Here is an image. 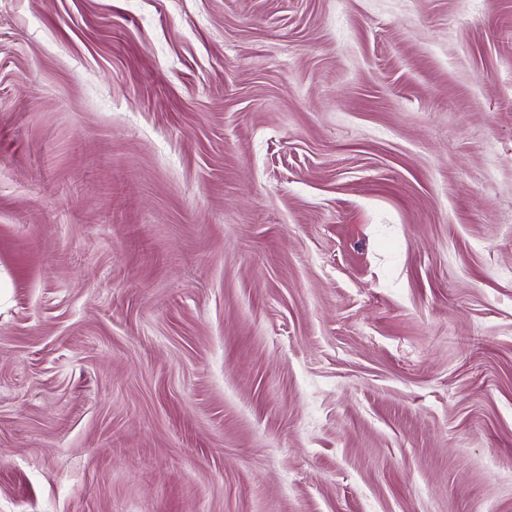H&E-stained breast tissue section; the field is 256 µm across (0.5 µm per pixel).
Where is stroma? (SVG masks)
<instances>
[{
  "mask_svg": "<svg viewBox=\"0 0 512 512\" xmlns=\"http://www.w3.org/2000/svg\"><path fill=\"white\" fill-rule=\"evenodd\" d=\"M0 512H512V0H0Z\"/></svg>",
  "mask_w": 512,
  "mask_h": 512,
  "instance_id": "stroma-1",
  "label": "stroma"
}]
</instances>
